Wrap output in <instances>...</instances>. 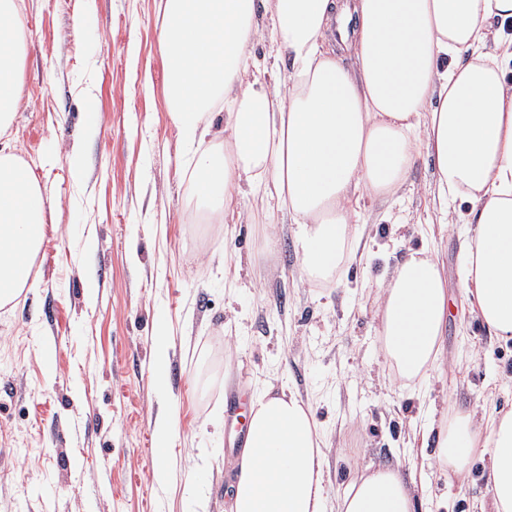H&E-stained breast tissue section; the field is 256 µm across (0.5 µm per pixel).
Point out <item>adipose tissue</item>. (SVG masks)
I'll return each instance as SVG.
<instances>
[{"instance_id":"obj_1","label":"adipose tissue","mask_w":512,"mask_h":512,"mask_svg":"<svg viewBox=\"0 0 512 512\" xmlns=\"http://www.w3.org/2000/svg\"><path fill=\"white\" fill-rule=\"evenodd\" d=\"M168 119L199 186L224 220L263 191L299 227L305 268L327 277L356 251L353 200L396 195L427 144L430 192L447 214L468 203L464 293L481 322L512 338V0H160ZM269 38L274 81L250 49ZM32 42L24 0H0V308L35 282L46 195L4 142L23 100ZM374 303L382 350L428 383L444 356L448 281L438 258L409 252ZM244 417L249 442L229 474L230 512H328L324 452L310 405L266 385ZM455 406L424 431L440 472L487 454L491 512H512V413ZM417 482L381 464L349 482L335 512H416Z\"/></svg>"}]
</instances>
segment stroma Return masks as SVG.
<instances>
[{
    "instance_id": "obj_1",
    "label": "stroma",
    "mask_w": 512,
    "mask_h": 512,
    "mask_svg": "<svg viewBox=\"0 0 512 512\" xmlns=\"http://www.w3.org/2000/svg\"><path fill=\"white\" fill-rule=\"evenodd\" d=\"M158 3L25 0L33 43L10 138L51 212L34 288L0 309V512H193L201 499L229 512L234 458L209 420L239 382L310 403L329 492L397 460L423 512H485L481 452L445 476L433 448L413 444L415 424L453 404L512 411V340L490 336L462 294L466 235L440 227L431 157L420 154L396 196L359 197L360 246L328 278L307 277L287 218L275 217L278 240L267 242L254 198L204 222L166 119ZM421 249L437 251L451 297L446 353L422 388L389 368L371 309L382 279ZM161 324L172 342L165 393L153 383ZM163 411L175 428L160 456ZM161 466L164 485L153 478Z\"/></svg>"
}]
</instances>
